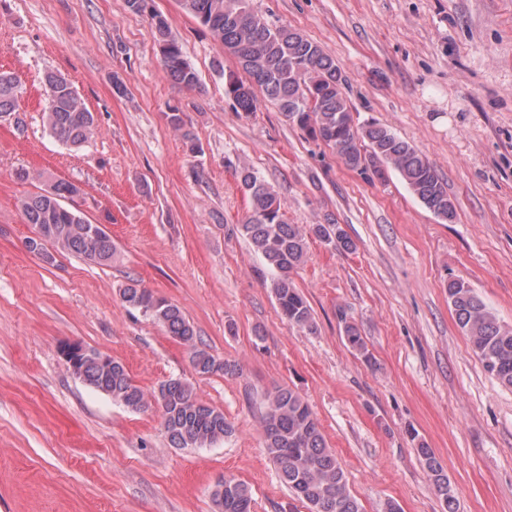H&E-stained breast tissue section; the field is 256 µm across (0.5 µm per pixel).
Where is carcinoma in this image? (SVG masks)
Returning <instances> with one entry per match:
<instances>
[{
	"mask_svg": "<svg viewBox=\"0 0 512 512\" xmlns=\"http://www.w3.org/2000/svg\"><path fill=\"white\" fill-rule=\"evenodd\" d=\"M181 2L184 10L207 27L251 77V86L231 77L224 84V94L238 113L248 117L257 111L258 98L253 91L256 85L289 124L308 138L326 143L348 168L369 172L381 180L391 169L428 210L443 221H454L456 207L448 195L447 182L426 156L374 122L355 123L342 91L341 68L319 44L294 29L269 24L249 8L247 0ZM151 19L164 73L187 89L197 87L198 75L171 36L167 19L154 12ZM45 85L44 115L50 133L68 147L83 146L95 134L93 113L65 76L50 73L45 76ZM20 94L16 77L0 70V118L17 112ZM168 119L173 128L182 132L189 150L196 151L195 138L185 129L183 113L173 108ZM238 177L249 209L237 231L274 273L272 291L280 315L288 323L314 332L317 324L312 308L293 279L306 261L308 238L314 236L345 252L355 251L356 244L333 218L307 228L288 223L284 203L273 187L248 168L241 169ZM78 193L79 187L70 181H50L46 188L21 200L25 221L42 227L51 247L108 265L115 254L111 236L102 228L93 229L79 221L81 213L63 204ZM121 297L128 307L152 318L169 335L188 345L197 374H240L236 363L216 358L198 340L193 325L177 305L155 296L134 280L122 289ZM448 302L485 371L500 385L511 388L512 327L503 325L463 280L448 281ZM339 318L349 346L365 363L373 365V354L356 324L343 310L339 311ZM81 378L131 410L158 406L164 430L176 448L207 447L232 433L224 412L199 400L193 387L181 379L162 383L148 398L121 362L114 359L103 363L93 349L81 363ZM261 425L264 448L277 465L281 480L298 501L308 506L309 512H363L303 396L283 386L268 391ZM416 451L432 479L443 512H456V497L448 493V476L442 461L422 442ZM212 500L218 512H251V490L239 479L219 481L212 490Z\"/></svg>",
	"mask_w": 512,
	"mask_h": 512,
	"instance_id": "1",
	"label": "carcinoma"
}]
</instances>
